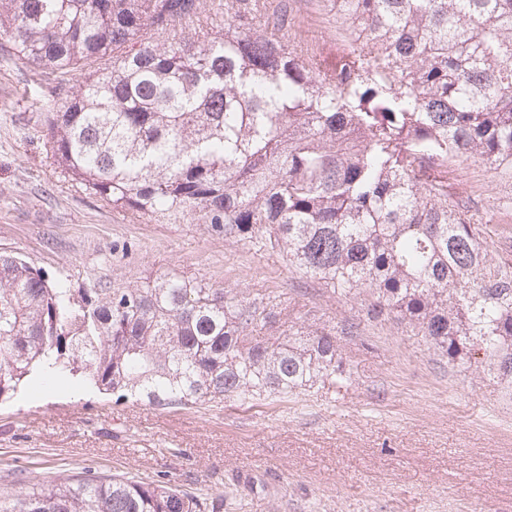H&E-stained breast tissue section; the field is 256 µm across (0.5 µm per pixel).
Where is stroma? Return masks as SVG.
<instances>
[{
  "label": "stroma",
  "mask_w": 512,
  "mask_h": 512,
  "mask_svg": "<svg viewBox=\"0 0 512 512\" xmlns=\"http://www.w3.org/2000/svg\"><path fill=\"white\" fill-rule=\"evenodd\" d=\"M304 39L335 58L350 45L326 0H295ZM58 82L0 47V253L82 284L133 285L171 270L287 316L343 327L344 387L158 408L71 378L29 383L0 402V493L59 475L171 481L222 512H512V385L487 366L448 365L392 319L367 320L369 293L344 299L281 256L224 240L201 222L146 221L65 178L36 92ZM453 198L487 219L491 256H512V173L454 162Z\"/></svg>",
  "instance_id": "1"
}]
</instances>
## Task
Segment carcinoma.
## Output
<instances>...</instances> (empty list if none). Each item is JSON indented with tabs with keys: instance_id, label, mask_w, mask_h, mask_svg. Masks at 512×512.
Listing matches in <instances>:
<instances>
[{
	"instance_id": "carcinoma-1",
	"label": "carcinoma",
	"mask_w": 512,
	"mask_h": 512,
	"mask_svg": "<svg viewBox=\"0 0 512 512\" xmlns=\"http://www.w3.org/2000/svg\"><path fill=\"white\" fill-rule=\"evenodd\" d=\"M364 31L331 64L288 43L293 8L226 0H0L14 56L64 80L46 106L62 172L115 209L198 220L279 254L448 364L512 384V259L448 196V162L512 170V0H335ZM262 303L168 272L74 288L0 254V400L41 376L177 407L346 380L336 331L283 342ZM169 482L87 475L0 495V512H219Z\"/></svg>"
}]
</instances>
